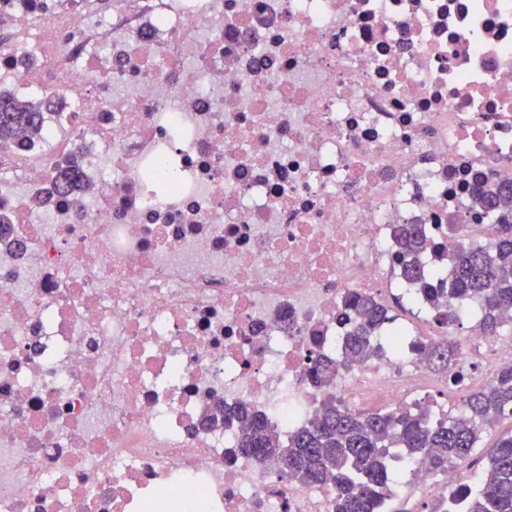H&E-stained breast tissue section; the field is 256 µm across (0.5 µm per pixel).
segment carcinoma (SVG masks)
<instances>
[{
    "label": "carcinoma",
    "mask_w": 512,
    "mask_h": 512,
    "mask_svg": "<svg viewBox=\"0 0 512 512\" xmlns=\"http://www.w3.org/2000/svg\"><path fill=\"white\" fill-rule=\"evenodd\" d=\"M44 102L33 103L0 94V140L8 141L36 131ZM478 204L497 214V235L484 247H461L448 255V287L430 288L415 256L425 240L417 224H400L395 237L400 246L404 276L424 291L437 309L440 298L450 295L460 303L477 302L483 329H504L500 313L512 309V184L491 183L478 194ZM353 334L346 352H368L374 330L385 320L386 310L372 297L350 294ZM429 362L448 372V381L459 385L464 375L453 371L457 353L452 346L424 347ZM312 382L322 388L334 384L337 362L308 357ZM512 417V367L501 371L482 388L465 395L460 414L446 421L430 410L398 409L361 414L325 400L315 414L288 438L277 440L267 421L246 405L224 411V425L236 420L241 430L236 448L269 466L279 476L305 485L336 486V512H388V489L398 471L387 460V450L402 448L406 457L426 453L434 468L464 466L479 447L481 429L501 418ZM430 512H512V433L501 435L489 453L488 466L472 481L448 491V501Z\"/></svg>",
    "instance_id": "cac0c4a2"
}]
</instances>
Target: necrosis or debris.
Instances as JSON below:
<instances>
[{"label":"necrosis or debris","instance_id":"obj_1","mask_svg":"<svg viewBox=\"0 0 512 512\" xmlns=\"http://www.w3.org/2000/svg\"><path fill=\"white\" fill-rule=\"evenodd\" d=\"M0 27V92L64 100L0 142V512H335L203 417L246 404L284 438L314 413L346 296L402 287L394 225H423L428 267L489 243L512 0H0ZM424 300L433 330L395 347L392 317L337 368L346 408L447 416L425 344L473 383L512 367L477 306ZM409 467L430 498L459 482ZM307 360L310 362L307 370L312 382L322 388L332 387L339 361L337 359L336 362L328 359L322 360L319 356H308Z\"/></svg>","mask_w":512,"mask_h":512}]
</instances>
